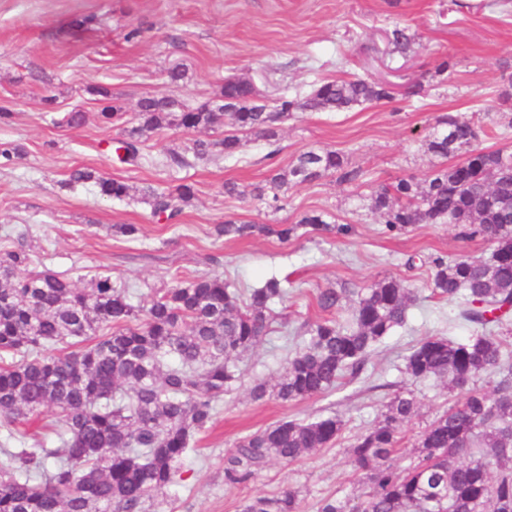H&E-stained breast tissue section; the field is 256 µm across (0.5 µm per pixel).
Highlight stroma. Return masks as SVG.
Returning <instances> with one entry per match:
<instances>
[{
  "mask_svg": "<svg viewBox=\"0 0 512 512\" xmlns=\"http://www.w3.org/2000/svg\"><path fill=\"white\" fill-rule=\"evenodd\" d=\"M404 21L414 41L394 51L389 35ZM447 71H439L441 62ZM185 78L170 83L172 68ZM387 80L391 99L343 112H297L279 125L276 143L247 135L236 158L213 149L182 169L159 161L171 151L190 156L195 140L222 139L223 117L211 129H168L143 146L150 160L138 167L115 163L105 142L121 129L98 119L93 89L106 87L114 104L135 112L148 96H170L190 107L217 101L230 78L252 80L260 95L307 94L325 78ZM422 83L411 97L410 85ZM512 0H0V143L17 148L0 167V255L12 250L18 231L34 245L32 268L89 287L108 275L134 298L175 285L181 278L218 273L232 287L261 285L270 276L289 281L276 306L289 326L318 315L317 289L367 288L392 277L413 289L408 319L378 342L363 374L320 397L282 403L253 400L254 381H274L293 345L276 328L241 362L245 377L225 395L208 429L195 436L184 461L185 480L156 496L151 512H238L255 495L289 488L300 492L302 512H316L320 498L353 494L346 449L383 411L395 389L408 383L403 357L425 336H467L453 324L454 304L432 296L429 258L488 257L482 239L466 241L451 224H418L399 237L385 235L372 210L374 188L401 178L423 181L443 158L426 150L438 117L452 115L482 127L481 143L512 151ZM85 115L67 126V113ZM308 150H335L362 173L353 184L335 177L281 190V209L251 190L287 170ZM127 182L124 200L101 196L93 184L75 183L77 169ZM240 193L226 195L225 182ZM193 185L195 196L177 223L152 216L143 187ZM311 211L350 225L345 236L311 232L283 242L274 236L226 239L217 224H294ZM135 224L136 236L114 230ZM421 402L405 425L396 463L407 467L414 438L427 422L457 402V392L431 377L412 384ZM337 413L345 422L333 445L285 466L270 464L249 485L224 484V456L242 437L276 421Z\"/></svg>",
  "mask_w": 512,
  "mask_h": 512,
  "instance_id": "stroma-1",
  "label": "stroma"
}]
</instances>
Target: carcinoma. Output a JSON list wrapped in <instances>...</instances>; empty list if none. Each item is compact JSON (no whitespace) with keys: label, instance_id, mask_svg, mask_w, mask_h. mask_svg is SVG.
Segmentation results:
<instances>
[{"label":"carcinoma","instance_id":"1","mask_svg":"<svg viewBox=\"0 0 512 512\" xmlns=\"http://www.w3.org/2000/svg\"><path fill=\"white\" fill-rule=\"evenodd\" d=\"M400 51L413 42L399 23L390 32ZM104 102V124L124 125L111 151L121 165L139 166L141 145L171 128L196 130L230 115L235 132L193 143L197 158L219 147L226 156L241 145L239 134L276 139L277 127L298 111L341 112L388 100L366 79H323L305 96L278 97L269 106L251 81L229 80L219 103L192 108L173 97L141 99L134 123ZM481 130L453 116L436 120L427 143L460 163L436 169L421 182L399 179L379 186L372 208L385 217V233L403 235L416 224H454L465 240L484 239L489 258L432 259L431 293L456 303L470 334L451 340L429 335L404 357L413 381L448 380L461 400L436 415L417 435L410 464L391 463L402 427L418 414L414 390L396 391L385 410L348 446L361 491L322 499L317 512H512V152L481 146ZM324 175L352 183L361 172L332 150L307 151L253 194L311 182ZM73 182H92L103 196L123 199L129 186L92 170ZM153 215L177 219L194 195L188 183L143 189ZM309 228L336 236L347 224H331L310 212L296 224H245L227 220V238L274 235L281 241ZM31 244L19 233L0 258V512H149L156 494L184 480L183 461L194 436L213 422L217 405L242 380L239 361L271 332L274 307L288 295V280L269 278L243 295L219 275L183 280L135 305L126 288L99 276L91 287L29 271ZM415 295L394 278L368 288H319L315 302L324 316L296 328L301 337L288 355L272 396L283 403L321 396L358 378L373 345L407 322ZM351 306L350 319L337 318ZM91 341L79 351L46 352L49 346ZM487 379L488 389L477 387ZM52 410L55 446H25L16 426ZM344 427L336 414L309 420L281 419L240 438L224 456V484L246 485L271 462L290 465L336 442ZM300 491L245 499L239 512H300Z\"/></svg>","mask_w":512,"mask_h":512}]
</instances>
